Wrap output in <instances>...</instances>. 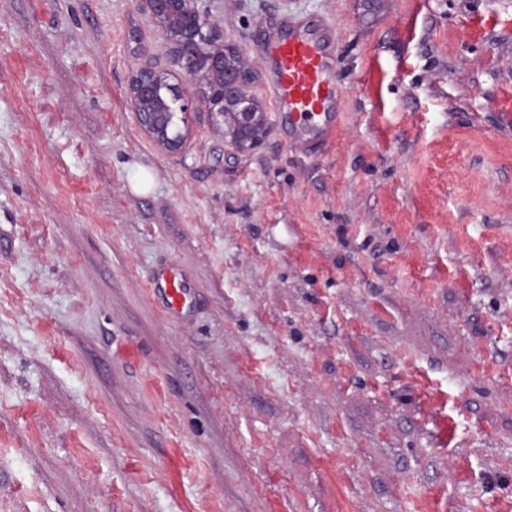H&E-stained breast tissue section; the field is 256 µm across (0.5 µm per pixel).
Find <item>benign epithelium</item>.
<instances>
[{"label": "benign epithelium", "instance_id": "1", "mask_svg": "<svg viewBox=\"0 0 512 512\" xmlns=\"http://www.w3.org/2000/svg\"><path fill=\"white\" fill-rule=\"evenodd\" d=\"M139 6L182 60L185 89L194 91L219 124L229 125L238 148L257 146L268 112L254 92L256 69L239 46L229 43L205 0H139ZM129 96L140 127L154 142L170 151L183 147L184 135L175 131V118L188 111V105L180 103L184 92L171 83L168 72L136 70L129 80Z\"/></svg>", "mask_w": 512, "mask_h": 512}]
</instances>
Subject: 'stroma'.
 <instances>
[{
  "instance_id": "35a3bbf8",
  "label": "stroma",
  "mask_w": 512,
  "mask_h": 512,
  "mask_svg": "<svg viewBox=\"0 0 512 512\" xmlns=\"http://www.w3.org/2000/svg\"><path fill=\"white\" fill-rule=\"evenodd\" d=\"M209 8L260 95V20L333 28L332 141L168 151L136 0H0V512H512V0ZM164 70L147 67L136 70L129 80V96L137 121L143 131L158 145L174 151L184 145V135L175 132L177 112H188L179 104L184 91L171 83ZM150 291L162 299L169 317L181 319L190 308L194 287L185 272L169 266L154 275L150 282Z\"/></svg>"
}]
</instances>
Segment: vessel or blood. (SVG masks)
<instances>
[{"label": "vessel or blood", "mask_w": 512, "mask_h": 512, "mask_svg": "<svg viewBox=\"0 0 512 512\" xmlns=\"http://www.w3.org/2000/svg\"><path fill=\"white\" fill-rule=\"evenodd\" d=\"M276 27L278 34L268 44L267 95L281 120L306 126L313 144H325L338 127L343 99L333 32H317L311 21L288 15L280 16ZM150 291L162 299L169 317L179 319L191 305L194 287L185 272L170 266L154 275Z\"/></svg>", "instance_id": "vessel-or-blood-1"}]
</instances>
